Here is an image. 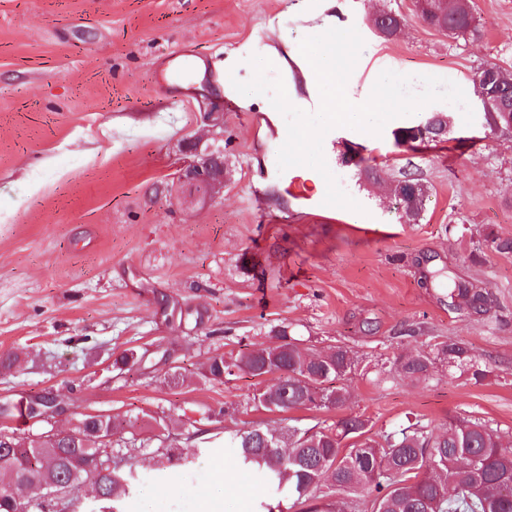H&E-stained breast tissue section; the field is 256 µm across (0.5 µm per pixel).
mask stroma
Here are the masks:
<instances>
[{"label":"stroma","mask_w":512,"mask_h":512,"mask_svg":"<svg viewBox=\"0 0 512 512\" xmlns=\"http://www.w3.org/2000/svg\"><path fill=\"white\" fill-rule=\"evenodd\" d=\"M478 33L426 27L412 0H0V430L25 438L65 430L86 414L124 420L120 441L138 485L122 512H260V477L242 469L225 432L311 426L360 414L372 433L411 421L432 429L473 416L512 442V134H491L472 77L488 62L512 69V0H473ZM403 17L382 37L381 11ZM365 41L356 81L383 70L457 83L474 113L444 111L441 140L398 145L388 122L367 140L333 129L330 171L360 211L318 209L316 170L279 172L281 114L244 96L251 55L268 58L288 97H307L299 42L328 28ZM194 69L172 80L175 53ZM223 148L224 194L190 205L167 193L196 161L188 141ZM430 187L418 222L388 191L399 172ZM482 288L481 312L452 303L455 284ZM347 345L358 364L345 408L267 413L246 373L210 382L216 354L276 344ZM462 342L485 376L437 363L422 383L392 369L401 355ZM133 354L126 368L114 362ZM184 381L175 385L173 373ZM52 393V423L26 417ZM182 455L164 463L166 446ZM240 487L223 491L220 471Z\"/></svg>","instance_id":"stroma-1"}]
</instances>
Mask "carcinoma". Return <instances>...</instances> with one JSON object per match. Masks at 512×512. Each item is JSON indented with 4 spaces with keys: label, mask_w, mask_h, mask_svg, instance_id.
<instances>
[{
    "label": "carcinoma",
    "mask_w": 512,
    "mask_h": 512,
    "mask_svg": "<svg viewBox=\"0 0 512 512\" xmlns=\"http://www.w3.org/2000/svg\"><path fill=\"white\" fill-rule=\"evenodd\" d=\"M418 18L427 26L455 38L477 32L472 0H422L416 4ZM402 25L396 12L375 19L383 37L395 35ZM512 115V73H507L503 91L491 110L484 111L485 125L497 134L507 128L504 114ZM444 133V122L431 114L422 124L403 127L395 133L399 144L435 140ZM428 185L420 184L419 197L401 209L407 221L420 220ZM450 295L460 306L479 311L485 304L482 290L458 284ZM471 371L480 381L484 370L477 356L463 343H448L436 354L401 356L396 371L415 383L429 379L436 360ZM353 358L343 346L313 351L300 348L281 331L279 343L251 352L209 358L203 377L224 381L244 371L253 377L276 374L277 382L253 395L256 408L266 412L321 410L346 406L349 393L333 382L350 375ZM84 425L83 436L55 440L12 437L14 449L0 451V474L10 481L0 484V512H54L25 492L47 482L67 481L70 468L93 456L99 445L93 440L99 429L121 427L110 416ZM369 420L349 415L324 427L288 428L273 434L260 426L224 437V447L234 450L241 466L258 474L273 490L272 496L286 500L297 512H336L332 495L351 500L362 512H512V448L502 442L498 430L472 418L457 417L435 435L417 421L407 427L371 435ZM276 440L270 447L267 441ZM133 465L114 466L93 481L98 489V512H120L129 497Z\"/></svg>",
    "instance_id": "obj_1"
}]
</instances>
